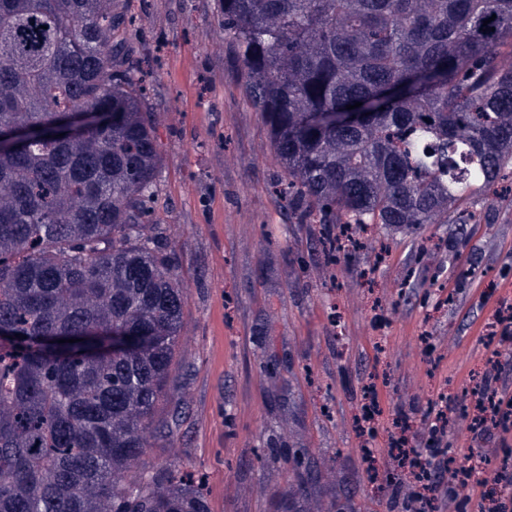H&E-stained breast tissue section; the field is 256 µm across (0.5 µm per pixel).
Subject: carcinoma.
Listing matches in <instances>:
<instances>
[{
  "instance_id": "obj_1",
  "label": "carcinoma",
  "mask_w": 512,
  "mask_h": 512,
  "mask_svg": "<svg viewBox=\"0 0 512 512\" xmlns=\"http://www.w3.org/2000/svg\"><path fill=\"white\" fill-rule=\"evenodd\" d=\"M126 9L0 0V130L21 133L0 152V512H209L168 467L128 479L165 429L183 289L146 235L162 151ZM217 12L301 220L409 230L512 176V0Z\"/></svg>"
}]
</instances>
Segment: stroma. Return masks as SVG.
I'll use <instances>...</instances> for the list:
<instances>
[{
	"label": "stroma",
	"instance_id": "obj_1",
	"mask_svg": "<svg viewBox=\"0 0 512 512\" xmlns=\"http://www.w3.org/2000/svg\"><path fill=\"white\" fill-rule=\"evenodd\" d=\"M217 0H131L121 33L147 73L145 105L162 145L155 223L177 256L183 328L165 433H149L136 468L174 467L204 489L210 512H403L415 488L365 476L385 459L389 418L459 401L486 368L485 325L512 302V187L464 200L476 224L381 227L363 247L328 256L326 229L300 224L278 190L287 176ZM382 410L360 436L363 388ZM456 413L448 443L475 448ZM478 494L502 492L512 432L479 448Z\"/></svg>",
	"mask_w": 512,
	"mask_h": 512
}]
</instances>
